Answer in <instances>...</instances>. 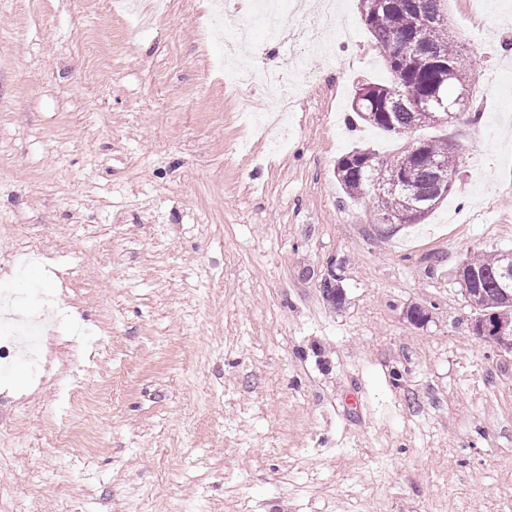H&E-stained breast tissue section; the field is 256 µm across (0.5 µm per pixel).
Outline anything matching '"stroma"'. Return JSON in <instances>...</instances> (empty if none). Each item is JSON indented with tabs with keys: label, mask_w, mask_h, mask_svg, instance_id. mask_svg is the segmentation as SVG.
Returning <instances> with one entry per match:
<instances>
[{
	"label": "stroma",
	"mask_w": 512,
	"mask_h": 512,
	"mask_svg": "<svg viewBox=\"0 0 512 512\" xmlns=\"http://www.w3.org/2000/svg\"><path fill=\"white\" fill-rule=\"evenodd\" d=\"M206 3L169 0L141 30L112 0H0V238L41 252L0 253V289L23 317L66 311L43 340L51 381L24 359L0 373V415H27L0 512H148L157 490L169 512H512V352L475 336L454 277L512 251V0H448L482 60L481 119L409 137L348 125L389 73L359 0H340L335 64L276 150L239 145L260 87L211 92ZM432 137L465 164L421 223H380L336 179L354 149ZM114 371L96 452L66 445L67 387Z\"/></svg>",
	"instance_id": "35a3bbf8"
}]
</instances>
